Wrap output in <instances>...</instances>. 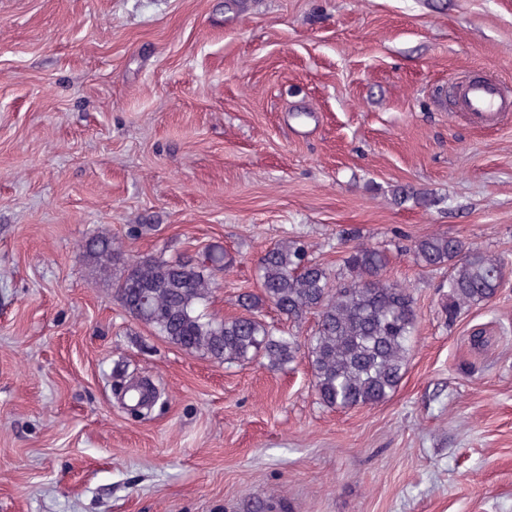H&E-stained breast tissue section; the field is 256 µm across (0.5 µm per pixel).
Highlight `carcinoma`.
<instances>
[{"instance_id":"obj_1","label":"carcinoma","mask_w":512,"mask_h":512,"mask_svg":"<svg viewBox=\"0 0 512 512\" xmlns=\"http://www.w3.org/2000/svg\"><path fill=\"white\" fill-rule=\"evenodd\" d=\"M82 249L88 264L112 276L127 313L170 343L218 362L285 367L298 358L299 344L261 317L262 305H273L294 324L317 313L307 362L326 407L375 406L405 374L418 327L416 301L410 288L386 278V256L375 247H351L344 258L346 276L336 279L310 258L304 243L288 238L260 257V293L238 295L245 314L222 319L205 313L204 305L216 288L215 273L228 266L224 249L212 246L199 261L138 258L131 275L113 273L123 251L108 234L89 237ZM406 250L424 269L448 267L443 308L450 322L463 309L494 298L508 271L505 259L446 235L413 239Z\"/></svg>"}]
</instances>
